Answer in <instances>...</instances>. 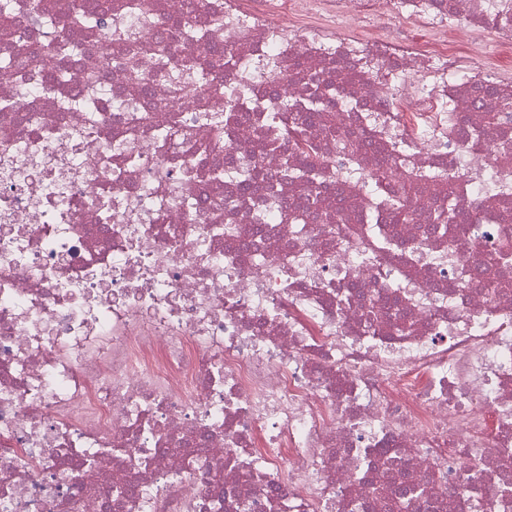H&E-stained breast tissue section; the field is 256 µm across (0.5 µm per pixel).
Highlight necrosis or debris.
Masks as SVG:
<instances>
[{
    "label": "necrosis or debris",
    "instance_id": "obj_1",
    "mask_svg": "<svg viewBox=\"0 0 512 512\" xmlns=\"http://www.w3.org/2000/svg\"><path fill=\"white\" fill-rule=\"evenodd\" d=\"M510 50L512 0H0V512H512Z\"/></svg>",
    "mask_w": 512,
    "mask_h": 512
}]
</instances>
